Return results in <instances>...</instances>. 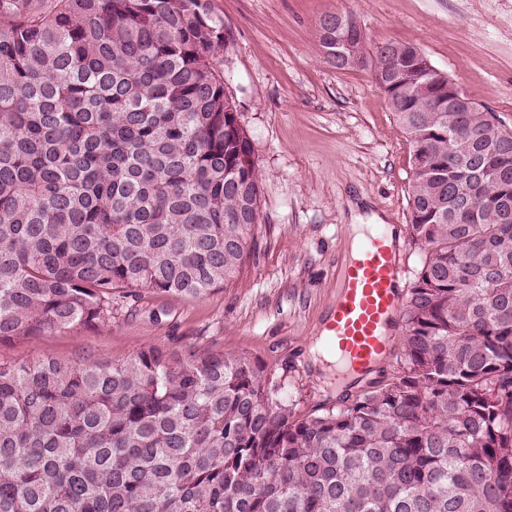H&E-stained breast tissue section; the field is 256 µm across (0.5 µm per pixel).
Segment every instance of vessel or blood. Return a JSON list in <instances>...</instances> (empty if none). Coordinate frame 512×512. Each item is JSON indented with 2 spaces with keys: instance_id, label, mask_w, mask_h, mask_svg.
<instances>
[{
  "instance_id": "vessel-or-blood-1",
  "label": "vessel or blood",
  "mask_w": 512,
  "mask_h": 512,
  "mask_svg": "<svg viewBox=\"0 0 512 512\" xmlns=\"http://www.w3.org/2000/svg\"><path fill=\"white\" fill-rule=\"evenodd\" d=\"M404 267L386 232L369 237L360 259L341 268L337 298L325 317L329 347L350 371L367 372L390 351L389 330L402 307Z\"/></svg>"
}]
</instances>
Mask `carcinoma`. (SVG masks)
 Returning a JSON list of instances; mask_svg holds the SVG:
<instances>
[{"label":"carcinoma","instance_id":"obj_1","mask_svg":"<svg viewBox=\"0 0 512 512\" xmlns=\"http://www.w3.org/2000/svg\"><path fill=\"white\" fill-rule=\"evenodd\" d=\"M227 42L210 0H0V343L239 272L260 173ZM382 52L421 75L388 90L425 252L400 371L297 417L237 354L0 363V512H512V129Z\"/></svg>","mask_w":512,"mask_h":512}]
</instances>
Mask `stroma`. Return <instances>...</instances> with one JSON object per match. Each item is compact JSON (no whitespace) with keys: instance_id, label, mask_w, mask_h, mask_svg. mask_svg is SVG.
<instances>
[{"instance_id":"35a3bbf8","label":"stroma","mask_w":512,"mask_h":512,"mask_svg":"<svg viewBox=\"0 0 512 512\" xmlns=\"http://www.w3.org/2000/svg\"><path fill=\"white\" fill-rule=\"evenodd\" d=\"M231 41L225 88L261 174L260 219L239 273L200 298L152 292L124 300L110 326L25 336L0 361L51 357L120 363L153 346L242 354L264 365L296 415L322 414L392 377L403 338L370 376L318 363L321 321L350 258L348 227L400 232L409 289L424 259L409 240L413 147L373 65L339 70L323 58L321 18L354 14L369 47H420L481 110L512 129V0H213Z\"/></svg>"}]
</instances>
